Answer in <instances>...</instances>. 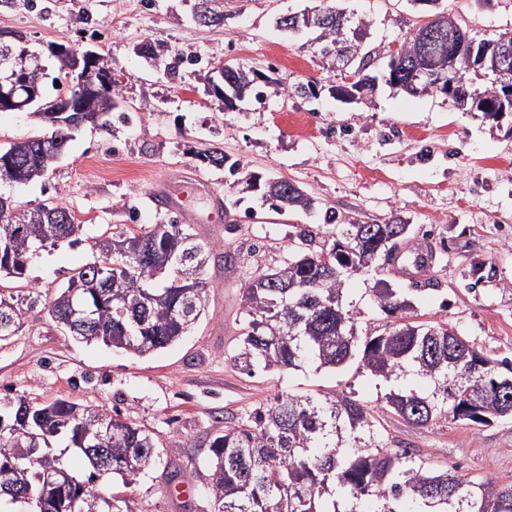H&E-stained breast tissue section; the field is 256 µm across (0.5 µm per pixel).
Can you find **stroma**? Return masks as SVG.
Masks as SVG:
<instances>
[{
    "label": "stroma",
    "mask_w": 512,
    "mask_h": 512,
    "mask_svg": "<svg viewBox=\"0 0 512 512\" xmlns=\"http://www.w3.org/2000/svg\"><path fill=\"white\" fill-rule=\"evenodd\" d=\"M314 0H224L222 27L196 25L189 0H0V33L23 35L31 49L90 47L125 74L119 104L133 113L123 124L84 127L48 177L26 186L0 181V195L23 208L55 197L83 224L84 242L39 251L23 279L21 327L0 343V395L40 402L66 398L117 411L149 430L157 465L128 481L108 476L96 487L119 491L124 512H214L201 467L221 419L258 407L273 394L348 395L377 409L389 448L426 455L436 468L512 483V419L477 425L439 418L414 426L382 410L387 385L367 371L312 366L292 372L234 367L242 322V291L257 267H278L292 224H321L326 212L340 224H409L413 247L436 254L419 280L391 267L357 274L344 303L358 328L381 325L372 299L377 281L403 289L418 321L445 323L488 357L512 360V113L498 120L464 112L445 96L414 97L378 82L372 96L332 98L334 74L308 35L276 28L287 11ZM367 24L364 48L387 54L423 20L427 8L409 0H342ZM470 34L512 29V0H440ZM150 42L202 63L184 83L164 77L134 48ZM235 60L272 72L281 86L311 83L317 93L247 98L230 110L207 92L206 72ZM223 150L242 165L238 176L199 163L187 140ZM295 182L316 199L310 214L280 216L264 205L249 176ZM183 190L200 221L190 230L215 244L205 270L208 311L178 342L135 356L75 341L48 309L58 288L93 258L89 239L107 226L136 228L170 220L148 204L159 183ZM228 204L214 215L212 195ZM234 262H226V254Z\"/></svg>",
    "instance_id": "35a3bbf8"
}]
</instances>
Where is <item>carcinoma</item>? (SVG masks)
I'll return each instance as SVG.
<instances>
[{"instance_id":"cac0c4a2","label":"carcinoma","mask_w":512,"mask_h":512,"mask_svg":"<svg viewBox=\"0 0 512 512\" xmlns=\"http://www.w3.org/2000/svg\"><path fill=\"white\" fill-rule=\"evenodd\" d=\"M210 0H194L192 15L202 26L224 24V14L206 7ZM321 13L329 15L308 28L315 34L319 55L333 61L344 77L355 73L351 59L362 54L367 24L336 6L335 0H318ZM437 23L432 17L406 33L403 56L387 62L385 82L410 95L415 62L428 56L435 72L448 71V41L419 39V32ZM197 59L169 57L165 74L180 77L184 64ZM342 81L330 94L344 101L361 94L357 85ZM272 79L254 70L229 63L224 80L211 84V93L230 107L247 95L263 99ZM469 95L452 99L454 106L470 112L472 93L484 95L483 117L492 118L502 106L503 87L491 83L481 88L467 83ZM74 131L51 126L45 143L23 139L0 148V180L11 177L32 182L45 177L32 161L63 153ZM185 151L202 163L238 173V163H227L217 148ZM263 195L276 212L308 211L314 198L303 188H293L283 178L263 181ZM0 218V237L11 235L10 253L0 254V280L17 279L39 249L60 242L79 241L82 225L73 210L60 202H47ZM405 225H373L371 238L383 243L380 252L394 255L408 235L396 237ZM356 224H338L325 216L322 225L294 224L288 232L290 245L282 264L262 276L252 277L243 289L245 325L235 365L250 374L299 370L314 364L341 369L357 365L387 383L411 376L429 387L385 394L381 409L392 411L412 425H427L438 417H457L459 408L470 405L484 418L467 421L487 425L491 419L512 418V384L502 383L501 364L492 360L445 324L405 322L412 303L394 288H376L380 310L392 328L373 332L357 330L353 315L343 303L348 269L360 271L379 261L375 247L358 246ZM94 261L75 270L67 286L59 289L50 304L56 320L71 308L91 313L90 322L70 331L87 344L143 355L164 349L183 336L203 314L207 259L214 250L199 242L184 225L172 220L150 224L138 231L116 232L95 238ZM102 268L104 274L96 275ZM12 316L10 333L20 327L19 309L13 295L0 293V316ZM475 361L491 367L474 371ZM20 426L39 436L36 459L19 444L25 438L13 431L19 411ZM112 424V437L98 436ZM152 434L118 413L95 410L59 398L39 403L23 395L0 403V464L11 461L27 471L19 494L0 492V512H79V496L97 497L106 512H121L120 499L92 489L94 480L107 475L123 479L141 474L155 463ZM209 492L214 512H512V484L487 479L474 482L456 468L437 470L430 459L408 448L393 451L377 429L375 411L349 396L321 398L277 393L246 416L224 422L210 443ZM49 471L70 493L56 499L55 489L40 474Z\"/></svg>"}]
</instances>
